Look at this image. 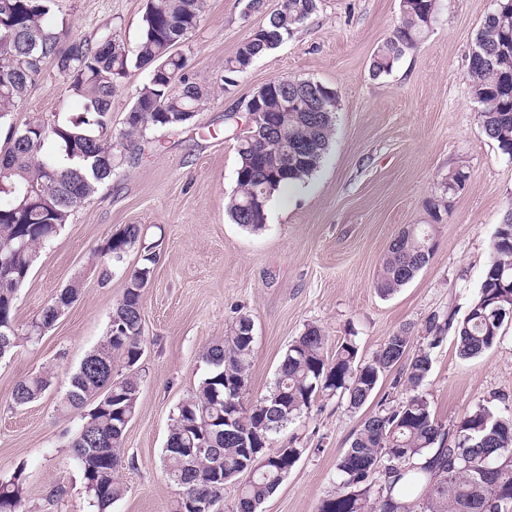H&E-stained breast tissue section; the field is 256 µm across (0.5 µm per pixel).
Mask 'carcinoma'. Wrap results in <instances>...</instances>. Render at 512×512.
<instances>
[{
  "mask_svg": "<svg viewBox=\"0 0 512 512\" xmlns=\"http://www.w3.org/2000/svg\"><path fill=\"white\" fill-rule=\"evenodd\" d=\"M319 0H283L280 11L253 30L224 63V85L234 82L254 60L291 38L318 8ZM54 0H0V122L9 119L43 69L51 65L66 79V98L81 112L53 122L34 121L12 129L0 155L7 174L0 177V354L8 355L50 328L82 294L72 281L22 327L15 300L38 252L67 224L73 208L93 197L116 170L117 156L141 155L149 129H177L192 121L207 91L186 76L188 58L178 47L201 21L204 0H146L143 26L134 52L114 37L96 44L68 38L66 21L46 22ZM437 0H400L401 20L370 59L372 76L392 72L395 64L429 30ZM484 62H470L471 94L480 104L478 121L502 154L512 158V0H496L475 38ZM146 69L149 80L126 113L119 139L112 137V97L130 68ZM319 110L314 122L300 108L288 109V124L266 131L258 126L249 141L237 130L245 118L225 114L224 133L236 142V188L227 210L251 231L264 228L261 211L275 191L310 178L328 150L336 92L306 79L269 82L261 111L271 120L283 111L282 87ZM140 251L138 263L124 267ZM102 278L116 269L125 288L112 308L106 335L71 374L63 406L82 410L83 423L70 443L86 493L95 512H110L126 486L117 473L127 425L140 399L137 370L143 356L142 297L151 281L157 254L142 243V229L128 224L98 249ZM434 253L431 230L407 226L392 240L375 288L391 295L427 266ZM512 320V210L505 213L490 242V261L464 319L434 314L425 324L426 346L413 349L408 326L386 338L368 360L358 356L351 338L326 351L322 329L311 325L282 356L268 394L250 401L240 393L249 383L254 353V323L236 317L224 339L202 354L206 372L193 392L173 410L162 462L167 478L179 487L174 512H201L197 505L224 496V481L244 479L237 512H252L280 486L298 462V448L272 449L287 423L322 398L339 395L348 407L362 408L391 371L402 400L367 416L337 463L341 476L334 494L318 512H512V407L495 411L478 405L453 428L440 423L420 388L432 367V350L452 330L461 357H477L497 344ZM120 356L127 373L107 383L112 360ZM42 370L20 380L16 406L39 399L52 385ZM95 408L85 412L86 404ZM180 448H195L186 459ZM25 468L0 480V512H21L26 494Z\"/></svg>",
  "mask_w": 512,
  "mask_h": 512,
  "instance_id": "carcinoma-1",
  "label": "carcinoma"
}]
</instances>
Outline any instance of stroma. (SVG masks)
I'll return each instance as SVG.
<instances>
[{
    "label": "stroma",
    "mask_w": 512,
    "mask_h": 512,
    "mask_svg": "<svg viewBox=\"0 0 512 512\" xmlns=\"http://www.w3.org/2000/svg\"><path fill=\"white\" fill-rule=\"evenodd\" d=\"M281 0L244 14L242 0H205L199 26L182 50L190 79L211 97L192 122L149 130L138 161L124 162L39 253L16 300L26 324L72 280L80 298L39 341L0 360V478L17 466L26 476L25 512H92L69 443L80 412L60 400L71 372L103 340L124 288L122 271L100 279L94 251L128 224L140 225L159 257L144 291V355L138 411L129 424L119 479L125 496L111 512H173L178 488L161 456L173 408L205 372L203 350L241 314L254 322L251 396L272 388L288 345L307 325L321 327L329 346L353 338L361 358L408 325L414 335L434 314L462 320L490 256V241L512 209V159L483 132L470 91L474 40L493 0H438L429 32L392 73L369 71L370 57L399 24L400 0H322L295 34L257 59L235 85L223 82L224 63ZM146 0H56L54 20L72 39L113 36L135 49ZM315 81L339 97L331 147L320 168L267 206L263 230L234 224L227 203L238 157L224 133L225 113L244 109L252 93L276 78ZM66 81L46 67L10 123L66 119L81 110L67 100ZM468 171L460 194L447 198L449 171ZM411 224L436 229L429 264L405 287L381 296L375 281L392 239ZM53 368V386L26 406L13 403L16 383ZM437 420L453 425L477 405L512 406V321L480 356L462 358L454 333L433 351L422 388ZM399 400L390 381L376 399L351 409L321 398L310 414L288 423L276 446L301 456L260 512H317L341 478L337 460L379 399ZM65 489L53 497L56 486Z\"/></svg>",
    "instance_id": "35a3bbf8"
}]
</instances>
